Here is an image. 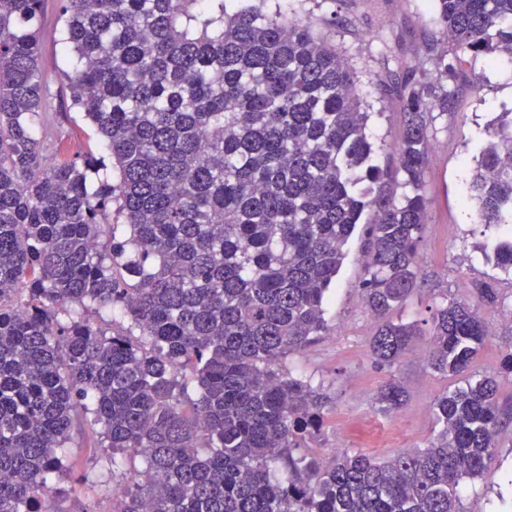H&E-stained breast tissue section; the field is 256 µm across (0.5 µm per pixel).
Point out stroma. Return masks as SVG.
<instances>
[{
    "label": "stroma",
    "mask_w": 512,
    "mask_h": 512,
    "mask_svg": "<svg viewBox=\"0 0 512 512\" xmlns=\"http://www.w3.org/2000/svg\"><path fill=\"white\" fill-rule=\"evenodd\" d=\"M282 4L289 15L312 22L332 39L356 69L362 95L373 114L369 133L374 141L393 143L404 125L395 94L378 95L374 85L393 70H411L426 53L428 42L447 49L443 27L431 0H264V9ZM63 29L61 0H44L41 25L40 70L47 96L43 111L50 117L38 128V139L49 159L79 152L103 155L102 140L71 106L64 80L67 65L59 42ZM462 79L455 88L453 107L434 112L429 131L430 163L425 175L427 221L418 251L421 283L407 300L401 315L413 321L428 317L429 305L442 297L468 299L473 288L493 281L501 304L483 310L490 334L471 370L495 376L501 408L509 418L498 435L496 454L486 478L466 481L465 512H503L512 500V373L503 369L512 353V277L496 275L490 262L475 250L481 241L468 197L474 166V148L496 113L512 111V64L489 69L484 59L459 65ZM365 227H358L345 247L346 258L326 306L328 330L314 343L289 353L285 365L294 376L310 379L325 401L323 423L308 442L309 455L326 458L331 451H363L384 458L403 448L425 446L436 429L432 414L435 398L453 384L433 372L424 360L426 340L393 367L373 361L369 342L376 322L365 308L359 288L364 277ZM396 379L406 391L404 406L383 412L377 390ZM100 449L92 440L75 436L67 453L71 478L60 481L56 501L60 512H109L110 496L91 491L82 474L97 475Z\"/></svg>",
    "instance_id": "35a3bbf8"
}]
</instances>
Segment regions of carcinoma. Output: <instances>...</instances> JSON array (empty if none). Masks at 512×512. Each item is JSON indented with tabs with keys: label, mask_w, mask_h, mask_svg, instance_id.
<instances>
[{
	"label": "carcinoma",
	"mask_w": 512,
	"mask_h": 512,
	"mask_svg": "<svg viewBox=\"0 0 512 512\" xmlns=\"http://www.w3.org/2000/svg\"><path fill=\"white\" fill-rule=\"evenodd\" d=\"M43 0H0V512H52L75 417L122 475L110 512H463L485 477L501 408L471 374L482 308L393 313L418 288L429 115L452 108L448 55L512 63V0H434L431 47L395 92L394 147L367 133L358 72L313 25L249 0H62L71 105L107 156L46 164ZM468 186L478 248L512 274V112L487 126ZM392 151L393 165L378 156ZM359 224L374 362L418 336L464 385L434 400L437 434L382 460L304 455L319 394L284 369L327 330L325 303ZM377 402L405 403L389 379Z\"/></svg>",
	"instance_id": "cac0c4a2"
}]
</instances>
